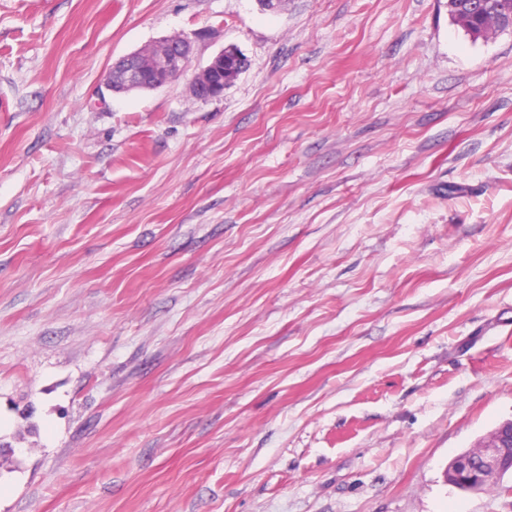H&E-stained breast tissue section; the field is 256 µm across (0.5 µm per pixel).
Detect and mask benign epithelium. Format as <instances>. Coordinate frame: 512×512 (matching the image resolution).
Wrapping results in <instances>:
<instances>
[{"label":"benign epithelium","instance_id":"7a95c632","mask_svg":"<svg viewBox=\"0 0 512 512\" xmlns=\"http://www.w3.org/2000/svg\"><path fill=\"white\" fill-rule=\"evenodd\" d=\"M205 36L204 32L173 36L118 59L112 71L122 78L114 82L109 75L106 86L119 94L157 89L182 77L189 71L195 42ZM224 55L219 51L206 66L193 72L189 88L194 97H219L234 83L224 77ZM508 473L512 474V419L502 422L474 450L454 457L448 463L446 482L461 491L480 492Z\"/></svg>","mask_w":512,"mask_h":512}]
</instances>
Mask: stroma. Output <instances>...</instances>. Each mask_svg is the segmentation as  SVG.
<instances>
[{"mask_svg": "<svg viewBox=\"0 0 512 512\" xmlns=\"http://www.w3.org/2000/svg\"><path fill=\"white\" fill-rule=\"evenodd\" d=\"M208 29L221 97L115 94ZM512 31L448 0H0V512H512ZM205 36V32L195 33L193 37L173 36L118 59L106 78V86L119 94L157 89L182 77L189 71L195 42ZM113 72L122 75L117 83L112 81ZM148 74L149 82L145 79ZM447 470L446 482L466 492H480L512 474V419L502 422L473 451L454 457Z\"/></svg>", "mask_w": 512, "mask_h": 512, "instance_id": "obj_1", "label": "stroma"}]
</instances>
